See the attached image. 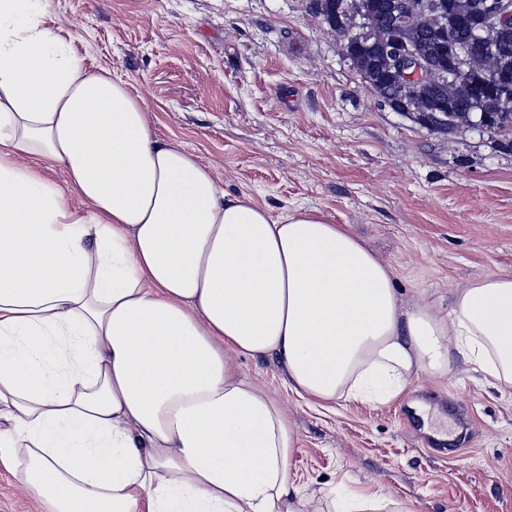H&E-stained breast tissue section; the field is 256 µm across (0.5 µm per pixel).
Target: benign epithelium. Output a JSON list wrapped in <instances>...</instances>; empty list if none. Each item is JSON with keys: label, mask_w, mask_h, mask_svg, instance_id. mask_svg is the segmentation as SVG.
Segmentation results:
<instances>
[{"label": "benign epithelium", "mask_w": 512, "mask_h": 512, "mask_svg": "<svg viewBox=\"0 0 512 512\" xmlns=\"http://www.w3.org/2000/svg\"><path fill=\"white\" fill-rule=\"evenodd\" d=\"M341 54L368 68L367 85L378 92L377 70L386 72L396 86L393 110L436 132L467 128L480 133L512 130L506 101L512 88L499 80L498 43L494 38L512 32V0H483L480 24L470 40L485 45L477 58L454 37L448 15L433 0H386L377 10H364L351 0L329 21ZM477 70L483 82L474 84L464 74ZM475 99L474 112L455 105Z\"/></svg>", "instance_id": "obj_1"}]
</instances>
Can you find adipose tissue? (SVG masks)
<instances>
[{"mask_svg":"<svg viewBox=\"0 0 512 512\" xmlns=\"http://www.w3.org/2000/svg\"><path fill=\"white\" fill-rule=\"evenodd\" d=\"M395 276L344 225L226 193L0 0V463L42 512H302L288 414L240 356L319 403L385 405L458 357L512 385V272L446 315Z\"/></svg>","mask_w":512,"mask_h":512,"instance_id":"obj_1","label":"adipose tissue"}]
</instances>
